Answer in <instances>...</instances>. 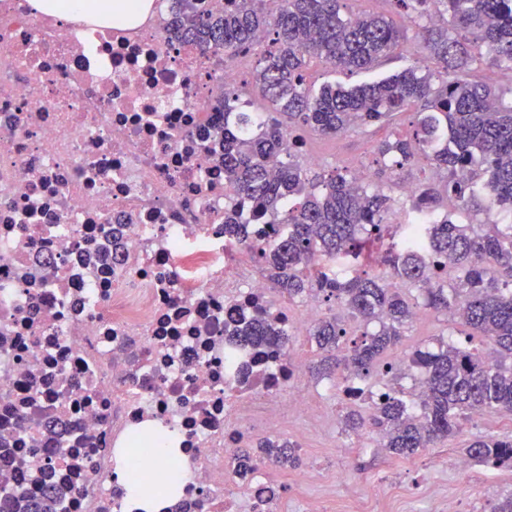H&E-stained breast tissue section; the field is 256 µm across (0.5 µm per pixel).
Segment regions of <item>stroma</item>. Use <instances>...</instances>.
Returning a JSON list of instances; mask_svg holds the SVG:
<instances>
[{
	"label": "stroma",
	"mask_w": 512,
	"mask_h": 512,
	"mask_svg": "<svg viewBox=\"0 0 512 512\" xmlns=\"http://www.w3.org/2000/svg\"><path fill=\"white\" fill-rule=\"evenodd\" d=\"M340 6L345 13L386 14L404 29L405 38L392 58L372 73L349 76L332 72L321 62H313L307 72L310 84L318 86L329 81L354 85L408 65L424 73L436 71L435 60L419 47L418 26L412 22L408 10L395 0H341ZM383 135V130L369 128L355 129L334 138L308 133L304 139L307 151L320 158L314 168L318 174L334 169L347 172L359 162L368 168L373 182L391 188L402 181L420 183L430 178V170L417 165L398 173L384 167L375 152ZM456 327V322L446 321L443 315L430 314L426 324L409 326L394 355L405 358L415 347H436L438 339ZM293 342L308 355L310 368L302 377L301 385L313 403L321 408L323 420L313 424L304 416L292 415L279 434L280 439L297 442L301 447L299 465L277 472L289 486L288 512H303L308 501L331 497L367 503L371 512H441L447 503L457 512H471L476 504L483 512H491L496 500L512 491V472L475 466L463 482L443 462L447 456H463L466 442L474 437L511 432L512 415L473 417L460 436L442 441L411 459H396L384 449L369 446L368 434L348 436L343 433L345 404L330 379L317 376L312 368L318 357L308 327H301Z\"/></svg>",
	"instance_id": "35a3bbf8"
}]
</instances>
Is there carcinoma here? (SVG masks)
<instances>
[{"instance_id": "carcinoma-1", "label": "carcinoma", "mask_w": 512, "mask_h": 512, "mask_svg": "<svg viewBox=\"0 0 512 512\" xmlns=\"http://www.w3.org/2000/svg\"><path fill=\"white\" fill-rule=\"evenodd\" d=\"M170 43L193 41L224 62L261 48L254 83L269 118L256 123L239 96H226L224 178L256 201L268 224H286L288 238L268 249L251 240L252 259L266 267L274 287L290 301L307 293L340 305L310 332L321 375L341 372L350 398L344 432L370 426L380 447L410 458L462 432L480 414H512V224H459L448 206L512 214V105L493 87L472 79L487 57L512 68V0H394L411 10L424 30L421 49L441 71L409 65L352 86L309 84L316 59L347 74L389 59L405 38L384 14L340 15V0H237L232 11L198 12L194 0H168ZM448 14L432 22V6ZM419 107L413 130L380 141V157L398 171L422 162L443 180L424 181L411 199L406 223L392 240L394 198L379 184L333 173L317 179L299 156L285 125L337 136L385 127L397 112ZM438 221L422 224L423 211ZM422 306L456 316L469 345L453 339L435 350L416 348L409 366L423 377L422 421L387 358L402 343L412 310ZM253 345L286 346L290 338L262 315L239 329ZM260 453L242 448L237 470L246 478L256 463L299 462L298 445L265 439ZM465 456L492 470L512 471V435L470 440ZM56 488L41 497L0 500V512H54Z\"/></svg>"}]
</instances>
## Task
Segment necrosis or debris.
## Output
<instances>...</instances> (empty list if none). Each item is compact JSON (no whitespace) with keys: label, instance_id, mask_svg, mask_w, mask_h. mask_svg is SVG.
Here are the masks:
<instances>
[{"label":"necrosis or debris","instance_id":"obj_1","mask_svg":"<svg viewBox=\"0 0 512 512\" xmlns=\"http://www.w3.org/2000/svg\"><path fill=\"white\" fill-rule=\"evenodd\" d=\"M165 12L110 27L0 0V499L49 481L59 512H123L116 454L155 425L184 451L180 512H286L281 480H241L232 451L318 418L304 354L225 326L261 309L294 336L324 308L280 302L225 235L230 211L270 246L288 227L264 235L215 160L238 68L169 45Z\"/></svg>","mask_w":512,"mask_h":512}]
</instances>
